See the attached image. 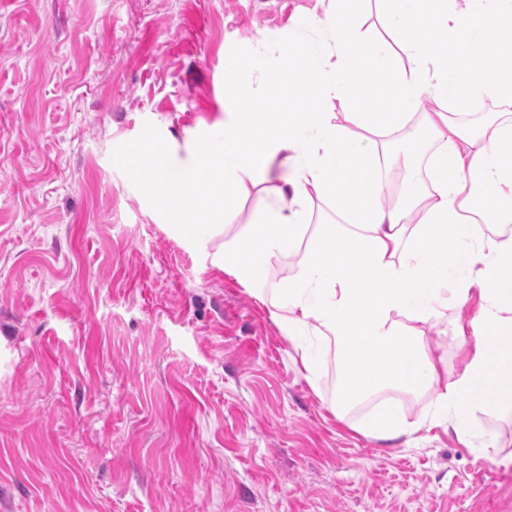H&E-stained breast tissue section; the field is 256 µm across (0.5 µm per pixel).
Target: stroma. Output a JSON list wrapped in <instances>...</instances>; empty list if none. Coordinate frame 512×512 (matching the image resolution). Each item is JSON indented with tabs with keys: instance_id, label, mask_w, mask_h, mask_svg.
I'll use <instances>...</instances> for the list:
<instances>
[{
	"instance_id": "obj_1",
	"label": "stroma",
	"mask_w": 512,
	"mask_h": 512,
	"mask_svg": "<svg viewBox=\"0 0 512 512\" xmlns=\"http://www.w3.org/2000/svg\"><path fill=\"white\" fill-rule=\"evenodd\" d=\"M329 0H0V512H512V416L409 447L330 409L207 231L133 175L224 120V70L270 98Z\"/></svg>"
}]
</instances>
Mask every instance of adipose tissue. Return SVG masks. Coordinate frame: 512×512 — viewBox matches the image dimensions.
<instances>
[{"label": "adipose tissue", "mask_w": 512, "mask_h": 512, "mask_svg": "<svg viewBox=\"0 0 512 512\" xmlns=\"http://www.w3.org/2000/svg\"><path fill=\"white\" fill-rule=\"evenodd\" d=\"M325 15L301 17L277 77L288 109L249 98L258 61L235 60L224 75L229 123L206 127L198 147L165 149L146 179L196 195L197 211L264 198L246 240L224 239L211 265L249 286L300 356L308 378L334 354L348 375L331 410L392 389L426 403L416 415L389 404L358 426L378 441L407 445L423 430L475 442L472 420L490 408L512 412V366L499 338L512 333V0H380L385 35L367 36L348 0ZM386 74L396 103L373 126L364 100ZM491 96L501 109L478 127L450 109ZM435 109L421 124L436 149L389 133L409 126L421 99ZM346 104L328 111L331 101ZM211 186L197 195V185ZM337 220L313 224L315 203ZM301 254L296 273L274 288L257 287L282 257ZM476 303L453 338L464 369L449 375L425 336L448 321L449 305ZM493 384L495 400L474 388ZM479 442V441H476ZM498 447L497 439L479 442Z\"/></svg>", "instance_id": "1"}]
</instances>
